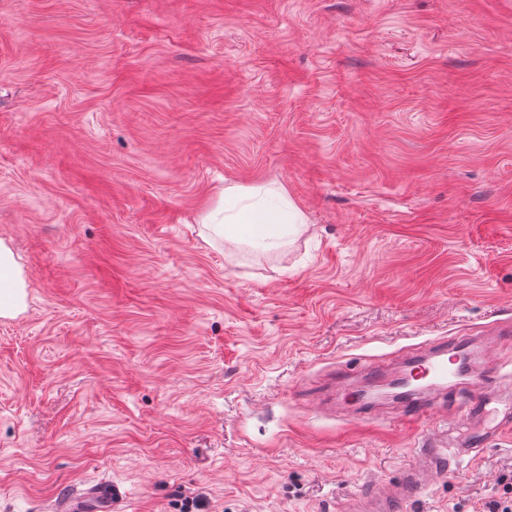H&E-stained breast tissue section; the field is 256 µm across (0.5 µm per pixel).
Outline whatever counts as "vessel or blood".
<instances>
[{
  "label": "vessel or blood",
  "instance_id": "1",
  "mask_svg": "<svg viewBox=\"0 0 512 512\" xmlns=\"http://www.w3.org/2000/svg\"><path fill=\"white\" fill-rule=\"evenodd\" d=\"M469 354L466 340H459L452 348L446 342H437L427 352L414 357L411 369L419 380L438 387L456 377ZM459 414L475 424L467 443L450 448L437 436L422 437L412 463L401 477L393 483L377 484L367 492L353 496L348 503V512H406L428 479L447 474L462 460L482 455L490 440L499 438L502 430H512V419L500 417L492 409L490 399L482 396L468 402ZM93 505L99 512H112L111 489L101 487L90 495L76 494L56 500L47 512H88Z\"/></svg>",
  "mask_w": 512,
  "mask_h": 512
}]
</instances>
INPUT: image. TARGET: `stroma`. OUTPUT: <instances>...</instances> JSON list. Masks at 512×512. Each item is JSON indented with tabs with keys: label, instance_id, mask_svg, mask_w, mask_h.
I'll return each instance as SVG.
<instances>
[{
	"label": "stroma",
	"instance_id": "stroma-1",
	"mask_svg": "<svg viewBox=\"0 0 512 512\" xmlns=\"http://www.w3.org/2000/svg\"><path fill=\"white\" fill-rule=\"evenodd\" d=\"M232 184L306 224L210 236ZM0 240V512H346L512 390V0H0ZM455 336L417 422L360 398ZM510 478L512 434L407 512ZM21 269L12 251L0 241V316L16 314L23 307ZM448 353L451 355L448 357ZM470 355L466 339L456 343V347L448 349L445 341L436 342L427 352L416 355L410 365V373L414 371L418 381L428 380L430 387L448 384V381L458 374L460 366ZM92 497L97 498L95 506L99 512H112V489L100 487L96 491L76 494L53 502L45 511L47 512H89Z\"/></svg>",
	"mask_w": 512,
	"mask_h": 512
}]
</instances>
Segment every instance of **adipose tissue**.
<instances>
[{"mask_svg": "<svg viewBox=\"0 0 512 512\" xmlns=\"http://www.w3.org/2000/svg\"><path fill=\"white\" fill-rule=\"evenodd\" d=\"M305 218L279 188L230 185L219 203L202 219L214 235L244 241L252 247L271 251L285 246ZM21 269L12 251L0 242V316L16 314L25 292Z\"/></svg>", "mask_w": 512, "mask_h": 512, "instance_id": "1", "label": "adipose tissue"}]
</instances>
